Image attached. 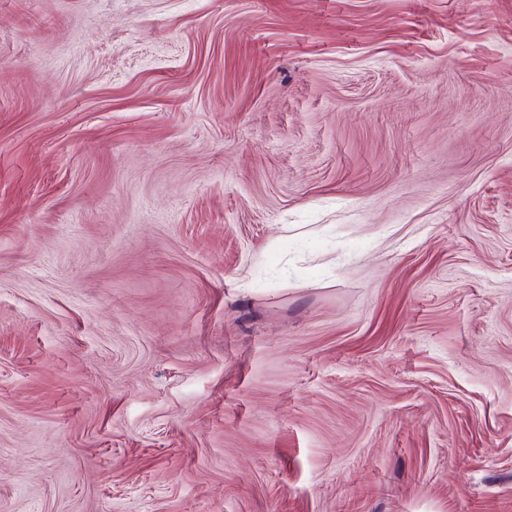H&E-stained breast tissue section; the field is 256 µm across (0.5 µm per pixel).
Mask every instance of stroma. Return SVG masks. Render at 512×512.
Segmentation results:
<instances>
[{
  "instance_id": "obj_1",
  "label": "stroma",
  "mask_w": 512,
  "mask_h": 512,
  "mask_svg": "<svg viewBox=\"0 0 512 512\" xmlns=\"http://www.w3.org/2000/svg\"><path fill=\"white\" fill-rule=\"evenodd\" d=\"M0 512H512V0H0Z\"/></svg>"
}]
</instances>
